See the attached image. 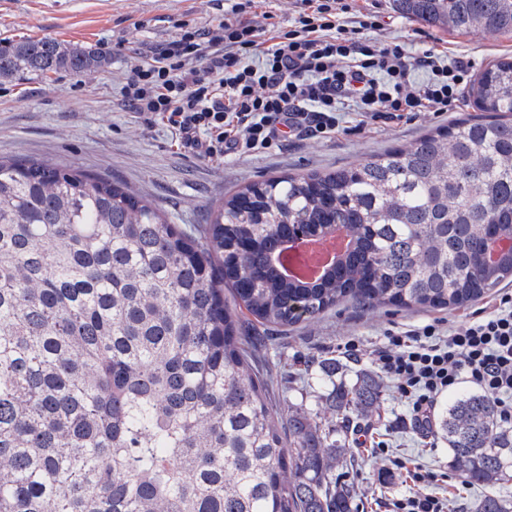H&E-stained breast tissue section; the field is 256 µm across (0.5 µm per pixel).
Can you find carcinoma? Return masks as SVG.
<instances>
[{
    "label": "carcinoma",
    "instance_id": "carcinoma-1",
    "mask_svg": "<svg viewBox=\"0 0 512 512\" xmlns=\"http://www.w3.org/2000/svg\"><path fill=\"white\" fill-rule=\"evenodd\" d=\"M458 34L512 32V0H392ZM63 41L0 39V78L91 71ZM477 114L327 173L271 177L184 229L133 190L48 160H0V512H353L336 425L252 365L224 301L277 332L344 302L447 309L512 278V56L471 86ZM342 231L348 251L311 283L282 272L287 242ZM369 371L332 386L341 417L377 410ZM441 430L451 464L512 512V426L480 393Z\"/></svg>",
    "mask_w": 512,
    "mask_h": 512
}]
</instances>
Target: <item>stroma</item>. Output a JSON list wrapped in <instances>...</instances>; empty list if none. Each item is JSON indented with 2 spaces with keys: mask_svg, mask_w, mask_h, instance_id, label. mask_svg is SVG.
<instances>
[{
  "mask_svg": "<svg viewBox=\"0 0 512 512\" xmlns=\"http://www.w3.org/2000/svg\"><path fill=\"white\" fill-rule=\"evenodd\" d=\"M238 0H0V37L63 40L90 47L107 63L94 72L60 70L44 76L0 79V157L12 160L49 159L81 171L117 180L160 209L172 223H210L215 206L227 191L271 176L329 172L355 164L394 146L407 145L429 130L446 125L474 110L471 97L447 117L425 115L412 121L356 128L344 115V132L324 138L289 140L249 157L221 162L200 158L178 147L158 121L145 120L128 109L121 86L131 70L152 48L181 30L214 24ZM352 8L378 16V39L399 41L410 51L427 44L447 48L449 56L466 57L473 71L495 57L512 55V34L474 30L446 32L397 13L392 0H346ZM483 302L455 310L404 309L390 306L363 308L342 304L315 322L296 325L283 338L255 327V364L264 374H275L279 358H287L290 381L284 401L304 403L324 412V394L330 387L318 363L336 358L343 365L340 382L350 383L359 362L340 350L354 338L362 347L378 343L390 327H407L441 317L462 321L482 311ZM366 423L375 439L385 441L394 456L451 472L448 443L436 438L434 448L423 447L414 434L406 405L392 385L383 383L380 405ZM354 433H347L351 465L342 482L350 485L357 512H380L378 505L405 492L400 481H383L375 459L354 451Z\"/></svg>",
  "mask_w": 512,
  "mask_h": 512,
  "instance_id": "stroma-1",
  "label": "stroma"
}]
</instances>
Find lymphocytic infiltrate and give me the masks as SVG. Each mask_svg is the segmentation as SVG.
Returning a JSON list of instances; mask_svg holds the SVG:
<instances>
[{"label":"lymphocytic infiltrate","instance_id":"1","mask_svg":"<svg viewBox=\"0 0 512 512\" xmlns=\"http://www.w3.org/2000/svg\"><path fill=\"white\" fill-rule=\"evenodd\" d=\"M268 2L247 0L261 9L263 29L243 23L235 8L215 30L194 27L154 48L122 86L125 105L160 120L180 147L221 161L292 137L335 135L348 107L364 129L425 112L443 116L460 102L471 64L449 59L447 49L429 45L412 53L380 41L373 36L380 27L375 15L341 16L332 0H300L286 28ZM343 349L392 383L423 442L434 437L439 399L465 383L512 423L511 289L462 323L435 318L393 327L372 349L353 340ZM386 472L409 480L410 489L387 499L384 512H448L447 499L432 491L435 472L401 459Z\"/></svg>","mask_w":512,"mask_h":512}]
</instances>
